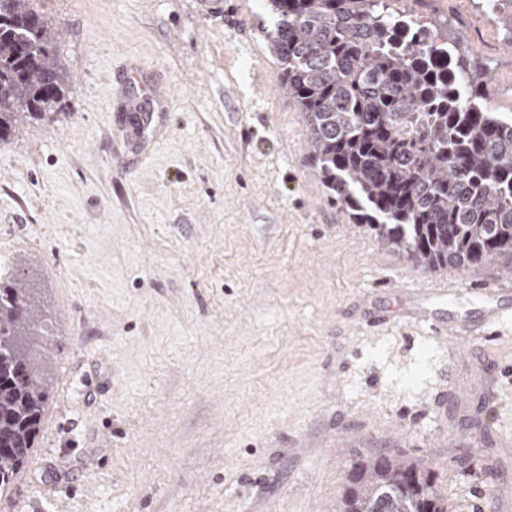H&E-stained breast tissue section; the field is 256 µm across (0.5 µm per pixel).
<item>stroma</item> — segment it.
Wrapping results in <instances>:
<instances>
[{
	"label": "stroma",
	"mask_w": 512,
	"mask_h": 512,
	"mask_svg": "<svg viewBox=\"0 0 512 512\" xmlns=\"http://www.w3.org/2000/svg\"><path fill=\"white\" fill-rule=\"evenodd\" d=\"M39 0L69 82L0 141V284L43 308L49 398L0 512H338L358 459L426 460L452 512H512L460 448L512 459V264L417 267L332 200L278 79L264 0ZM489 73L512 37L480 0H389ZM125 89L153 113L132 136ZM484 336L435 337L417 291Z\"/></svg>",
	"instance_id": "1"
}]
</instances>
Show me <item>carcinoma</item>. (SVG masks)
I'll return each instance as SVG.
<instances>
[{
    "instance_id": "1",
    "label": "carcinoma",
    "mask_w": 512,
    "mask_h": 512,
    "mask_svg": "<svg viewBox=\"0 0 512 512\" xmlns=\"http://www.w3.org/2000/svg\"><path fill=\"white\" fill-rule=\"evenodd\" d=\"M38 0H0V140L56 112L68 76ZM504 0H483L512 35ZM280 78L305 112L331 198L425 269L512 261V117L480 103L488 81L388 0H269ZM42 309L18 275L0 287V492L30 461L48 386L34 344ZM460 468L500 467L470 448ZM340 512H448L430 464L378 455L354 465Z\"/></svg>"
}]
</instances>
